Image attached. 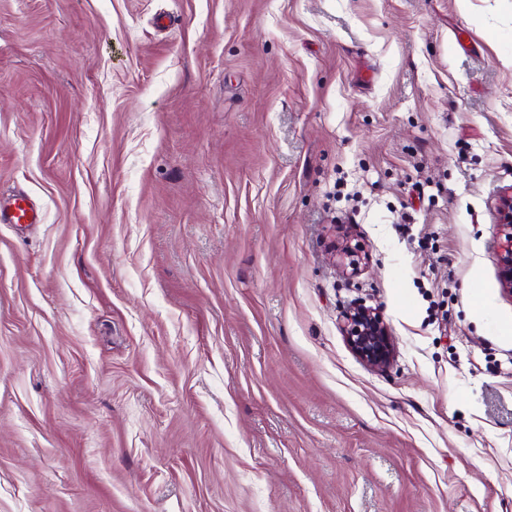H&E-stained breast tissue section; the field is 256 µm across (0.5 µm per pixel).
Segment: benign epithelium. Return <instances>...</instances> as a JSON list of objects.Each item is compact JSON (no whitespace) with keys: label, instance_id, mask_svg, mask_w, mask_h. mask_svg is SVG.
I'll list each match as a JSON object with an SVG mask.
<instances>
[{"label":"benign epithelium","instance_id":"benign-epithelium-1","mask_svg":"<svg viewBox=\"0 0 512 512\" xmlns=\"http://www.w3.org/2000/svg\"><path fill=\"white\" fill-rule=\"evenodd\" d=\"M501 234L494 252L500 268V285L512 297V187L499 196ZM342 331L353 352L371 366L385 367L393 356L392 336L377 307L359 306L343 316Z\"/></svg>","mask_w":512,"mask_h":512}]
</instances>
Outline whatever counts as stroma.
<instances>
[{
    "label": "stroma",
    "instance_id": "35a3bbf8",
    "mask_svg": "<svg viewBox=\"0 0 512 512\" xmlns=\"http://www.w3.org/2000/svg\"><path fill=\"white\" fill-rule=\"evenodd\" d=\"M510 185L512 0H0V512H512ZM501 234L494 252L500 268V285L504 294L512 297V187L504 188L499 196ZM33 218V209L28 206L23 196H16L9 209H0V223L22 224ZM342 331L353 352L371 366L386 367L393 356L392 336L378 307L359 306L343 316Z\"/></svg>",
    "mask_w": 512,
    "mask_h": 512
}]
</instances>
